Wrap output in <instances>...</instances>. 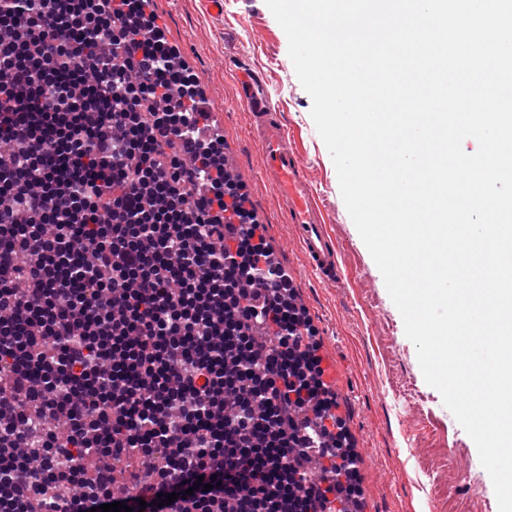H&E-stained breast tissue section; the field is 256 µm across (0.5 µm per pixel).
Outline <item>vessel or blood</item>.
<instances>
[{"mask_svg": "<svg viewBox=\"0 0 512 512\" xmlns=\"http://www.w3.org/2000/svg\"><path fill=\"white\" fill-rule=\"evenodd\" d=\"M242 106L249 112L263 159V177L278 192L288 223L293 224L309 264L322 278L332 279L340 250L329 234L309 165L284 128L262 79L248 69L238 73Z\"/></svg>", "mask_w": 512, "mask_h": 512, "instance_id": "obj_1", "label": "vessel or blood"}]
</instances>
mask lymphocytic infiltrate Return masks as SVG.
<instances>
[{"mask_svg":"<svg viewBox=\"0 0 512 512\" xmlns=\"http://www.w3.org/2000/svg\"><path fill=\"white\" fill-rule=\"evenodd\" d=\"M149 2L0 0V512H328L316 332Z\"/></svg>","mask_w":512,"mask_h":512,"instance_id":"obj_1","label":"lymphocytic infiltrate"}]
</instances>
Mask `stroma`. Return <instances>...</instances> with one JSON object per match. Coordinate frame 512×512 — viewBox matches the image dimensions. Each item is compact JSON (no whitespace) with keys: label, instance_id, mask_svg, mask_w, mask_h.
<instances>
[{"label":"stroma","instance_id":"1","mask_svg":"<svg viewBox=\"0 0 512 512\" xmlns=\"http://www.w3.org/2000/svg\"><path fill=\"white\" fill-rule=\"evenodd\" d=\"M155 15L199 75L224 129V166L243 186L265 227L279 264L294 280L295 296L335 361L336 403L360 457V504L365 512H440L435 485L453 483L456 512H472L474 491L494 500L492 480L473 440L429 386L416 348L384 279L342 199L331 155L310 111L288 55V40L264 0H224L216 15L204 0H152ZM245 67L267 84L282 124L295 131L311 163L312 179L328 212V230L340 249V280L324 282L309 271L274 189L264 181L262 158L240 101L237 70ZM412 382L422 399L413 407L398 386ZM452 458L454 470L440 467Z\"/></svg>","mask_w":512,"mask_h":512}]
</instances>
